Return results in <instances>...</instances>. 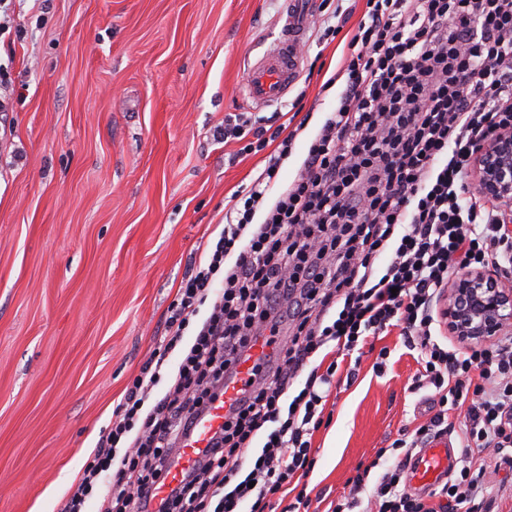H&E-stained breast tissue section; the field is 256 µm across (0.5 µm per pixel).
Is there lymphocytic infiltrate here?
Segmentation results:
<instances>
[{
    "label": "lymphocytic infiltrate",
    "instance_id": "1",
    "mask_svg": "<svg viewBox=\"0 0 512 512\" xmlns=\"http://www.w3.org/2000/svg\"><path fill=\"white\" fill-rule=\"evenodd\" d=\"M335 86V110L270 205L295 132L279 112L225 118V142L268 151L267 163L225 204L61 512H82L104 477L112 512H270L277 502L300 512L308 499L288 488L315 466L339 362L392 328L420 352L410 389L430 391L431 412L377 450L395 463L376 483L357 469L330 512H487L496 474L512 470V336L451 349L433 337L434 310L454 274L491 267L512 282V230L468 185L477 145L512 128V0H365L323 84ZM204 305L175 383L154 396ZM264 333L273 349L251 389L198 465L156 499L169 451ZM451 433L458 475L412 492L414 451Z\"/></svg>",
    "mask_w": 512,
    "mask_h": 512
}]
</instances>
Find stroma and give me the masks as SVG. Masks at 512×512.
<instances>
[{
    "label": "stroma",
    "instance_id": "obj_1",
    "mask_svg": "<svg viewBox=\"0 0 512 512\" xmlns=\"http://www.w3.org/2000/svg\"><path fill=\"white\" fill-rule=\"evenodd\" d=\"M287 0H5L0 5V512H60L150 358L224 201L265 166L214 133L276 46ZM278 110L308 124L296 176L335 92L343 42L301 40ZM383 374L361 358L315 433L308 512H328L358 465L414 417L417 351L397 333Z\"/></svg>",
    "mask_w": 512,
    "mask_h": 512
}]
</instances>
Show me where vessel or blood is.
Instances as JSON below:
<instances>
[{"label":"vessel or blood","instance_id":"b4317fda","mask_svg":"<svg viewBox=\"0 0 512 512\" xmlns=\"http://www.w3.org/2000/svg\"><path fill=\"white\" fill-rule=\"evenodd\" d=\"M311 18V7L302 0L292 14L286 16L276 49L248 66L245 90L248 100L255 106L262 107L279 101L299 75L301 57L298 43ZM269 354L270 349L264 339H257L248 359L242 361L235 374L225 380L223 394L198 417L193 431L182 440L176 459L170 464L163 483L157 489L158 497H165L170 487L200 460L211 436L223 425L225 415L253 381L255 364L268 358ZM454 465L451 443L439 439L413 457L408 468L410 484L418 490L434 487L447 478Z\"/></svg>","mask_w":512,"mask_h":512}]
</instances>
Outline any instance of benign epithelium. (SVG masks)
Instances as JSON below:
<instances>
[{"label":"benign epithelium","instance_id":"7a95c632","mask_svg":"<svg viewBox=\"0 0 512 512\" xmlns=\"http://www.w3.org/2000/svg\"><path fill=\"white\" fill-rule=\"evenodd\" d=\"M475 184L482 195L501 204L505 223L512 224V129L478 149ZM445 316L449 333L464 345L490 343L512 332V288L502 286L494 271H466L448 286Z\"/></svg>","mask_w":512,"mask_h":512}]
</instances>
